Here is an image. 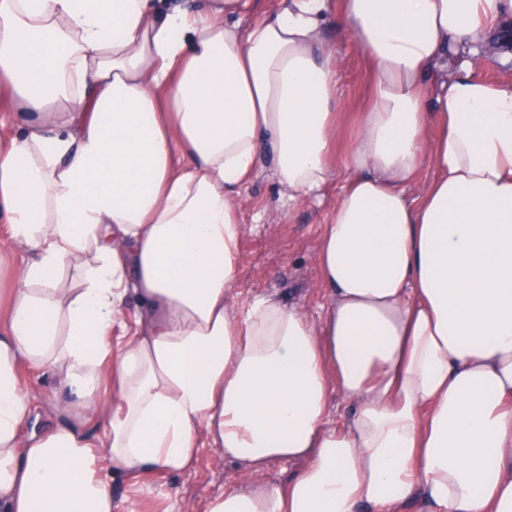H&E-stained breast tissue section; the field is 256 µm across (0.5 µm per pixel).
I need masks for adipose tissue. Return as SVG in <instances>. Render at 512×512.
<instances>
[{"mask_svg": "<svg viewBox=\"0 0 512 512\" xmlns=\"http://www.w3.org/2000/svg\"><path fill=\"white\" fill-rule=\"evenodd\" d=\"M251 3L0 0V512H113L202 448L236 466L205 512H512V73L474 75L512 0ZM330 11L372 75L343 153ZM266 146L291 203L350 174L314 313L237 287ZM23 364L103 435L28 431ZM300 468L301 466L298 463H288V461L274 462L259 474L258 478L269 484L286 483Z\"/></svg>", "mask_w": 512, "mask_h": 512, "instance_id": "adipose-tissue-1", "label": "adipose tissue"}]
</instances>
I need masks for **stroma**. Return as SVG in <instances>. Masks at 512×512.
I'll return each mask as SVG.
<instances>
[{"instance_id":"1","label":"stroma","mask_w":512,"mask_h":512,"mask_svg":"<svg viewBox=\"0 0 512 512\" xmlns=\"http://www.w3.org/2000/svg\"><path fill=\"white\" fill-rule=\"evenodd\" d=\"M325 36L343 61L339 104L345 118L337 139L342 147L355 130L359 105L368 94L371 77L359 50L343 36L335 19L326 21ZM348 177L344 170L334 174V188ZM334 188L321 202L289 206L270 162H263L248 186L241 210L245 231L239 242L237 263L238 288L243 296H269L287 307L318 310L324 295L314 253L323 229V213L336 200ZM232 470V464L218 461L214 449H202L193 467L184 473L155 471L143 475L145 491L133 504L126 500L128 479L115 476L114 512H178L185 504L202 512L207 499L232 490Z\"/></svg>"}]
</instances>
